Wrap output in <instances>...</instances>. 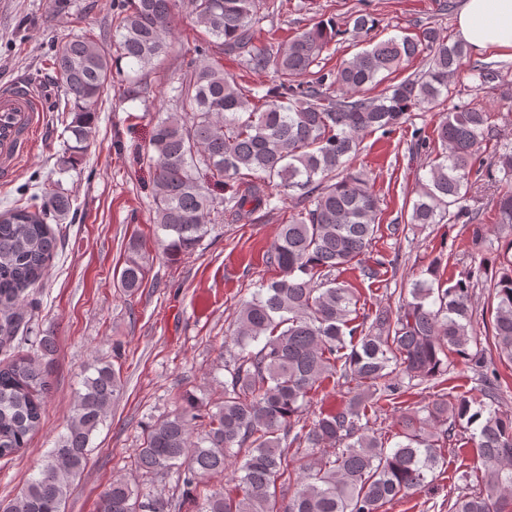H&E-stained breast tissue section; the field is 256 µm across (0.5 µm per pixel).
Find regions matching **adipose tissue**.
Segmentation results:
<instances>
[{"instance_id": "1", "label": "adipose tissue", "mask_w": 512, "mask_h": 512, "mask_svg": "<svg viewBox=\"0 0 512 512\" xmlns=\"http://www.w3.org/2000/svg\"><path fill=\"white\" fill-rule=\"evenodd\" d=\"M458 32L476 50H512V0H465Z\"/></svg>"}]
</instances>
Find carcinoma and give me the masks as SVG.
Returning <instances> with one entry per match:
<instances>
[{
	"mask_svg": "<svg viewBox=\"0 0 512 512\" xmlns=\"http://www.w3.org/2000/svg\"><path fill=\"white\" fill-rule=\"evenodd\" d=\"M262 0H190L194 23L215 55L189 66L175 88L176 109L158 117L151 149L158 194L155 223L165 232L171 260L193 251L224 215L244 217L277 209L278 194L295 195L302 208L280 225L266 264L278 277L261 285L236 311L224 401L216 410L186 397L179 410L148 429L134 464L147 473L183 467L179 494L146 493L115 477L99 494L96 512H382L424 484L444 459L456 431L474 429L481 468L475 489L448 499V512H512V416L497 407L496 379L482 375L474 393L439 395L400 417L402 441L387 440L369 426V412L393 402L403 380L428 382L448 371L453 354L474 368L485 349L473 320L468 272L444 285L417 279L410 300L393 312L375 311L357 321L358 296L339 280L357 268L377 271L367 256L379 231V198L367 172L350 166L364 135L395 131L408 112L432 109L466 56L434 27L418 39L390 38L344 61L335 70L311 71L337 37L367 36L374 17L359 14L352 28L335 18L317 21L282 50L259 43L253 19ZM176 0H118L108 41L76 37L52 57L64 92L65 148L57 166L77 165L96 133V114L122 62L143 72L166 54L173 36ZM429 51L428 66L371 96L403 64ZM238 58L248 71L274 69L278 84L261 94L224 72L217 54ZM494 113L474 104L449 112L434 128L429 176L412 203L410 223L471 224L460 202L471 171L490 140ZM491 166L502 174L496 196L500 231H512V148L496 152ZM240 182L242 191L215 199L201 181ZM458 210L450 212V207ZM72 206L59 182L42 188L33 211L17 206L0 217V349L29 339L30 293L45 279L57 249L47 219L59 224ZM146 255L137 237L128 241L118 286L132 296L143 286ZM494 289L491 341L512 362V259L490 277ZM54 337L37 350L0 366V458L15 456L39 430L50 389L47 357ZM339 376L357 390L334 411L307 422L305 406L324 382ZM70 424L45 457L38 475L0 512H65L70 488L86 467L91 441L122 388L114 365L97 361L84 372ZM204 425L191 440L195 424ZM306 451L294 465L290 446ZM238 492L201 495L207 479L236 462Z\"/></svg>",
	"mask_w": 512,
	"mask_h": 512,
	"instance_id": "obj_1",
	"label": "carcinoma"
}]
</instances>
